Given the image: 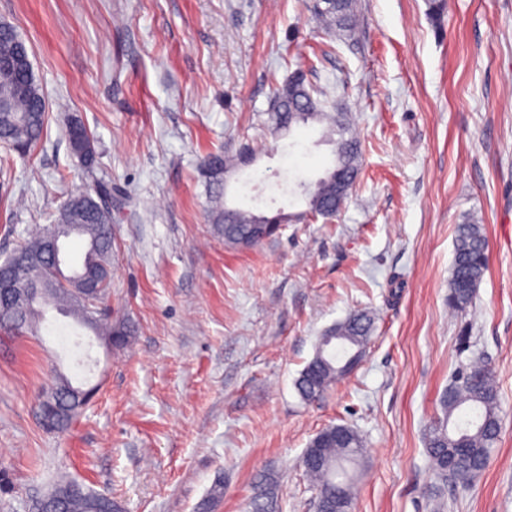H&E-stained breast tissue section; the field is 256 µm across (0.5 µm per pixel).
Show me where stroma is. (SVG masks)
Segmentation results:
<instances>
[{"label":"stroma","instance_id":"stroma-1","mask_svg":"<svg viewBox=\"0 0 512 512\" xmlns=\"http://www.w3.org/2000/svg\"><path fill=\"white\" fill-rule=\"evenodd\" d=\"M357 0L354 37L320 26L314 0H0L24 38L51 119L19 157L0 145V258L49 224L70 194L113 198L110 319L123 350L49 310L37 334L0 331V512H33L64 473L123 512H246L266 480L277 512H315L299 465L331 424L360 432L353 512H512V0ZM303 65L343 101L361 171L331 219L225 246L198 169L259 137L274 87ZM80 119L93 168L65 136ZM315 125L233 176L230 205L297 212L299 181L331 148ZM481 224L489 268L464 313L448 307L455 228ZM357 310L377 316L356 369L314 402L295 389L318 336ZM496 373L502 434L468 487L431 468L426 429L452 373ZM94 389L64 432L36 418L57 376Z\"/></svg>","mask_w":512,"mask_h":512}]
</instances>
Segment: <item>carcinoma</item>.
<instances>
[{
  "label": "carcinoma",
  "mask_w": 512,
  "mask_h": 512,
  "mask_svg": "<svg viewBox=\"0 0 512 512\" xmlns=\"http://www.w3.org/2000/svg\"><path fill=\"white\" fill-rule=\"evenodd\" d=\"M315 15L325 30L346 38L357 26L356 0H316ZM24 40L15 28L0 23V142L26 157L40 143L47 127L46 99L32 67L20 58ZM264 121L274 138L284 135L296 125L315 122L323 128V138L332 146L333 165L308 192L316 206L342 209L358 181L362 143L353 129L350 113L339 102L330 99L323 89H315L307 81L302 67H297L279 85L270 101ZM66 136L73 155L88 164L96 154L95 139L81 121L72 119ZM254 159L253 149L244 147L236 154L216 151L206 156L200 172L212 199L210 220L224 245L236 248L250 238L254 213L245 209L228 211L224 207V172H232ZM99 192H82L70 196L54 218L56 224H79L78 236L87 244L88 261L95 263L98 273L97 295L83 299L65 288L43 289L24 306L14 309L7 326L17 333L33 332L43 319L44 310L54 306L115 349H123L134 335L133 325L126 320L108 322L94 305L103 301L112 285V207L100 204ZM488 267L487 240L479 224L467 221L457 225L454 258L448 284V305L463 313L473 306L476 289ZM374 316L356 311L328 328L319 337L312 358L300 372L296 388L305 401H315L365 355L371 343ZM73 395L63 400L54 415L52 430L66 431L78 410L72 408ZM439 405L442 416L428 428L425 437L427 453L438 475L458 483H471L484 470L496 445L502 422V409L496 375L486 365H467L458 369ZM366 448L363 436L347 424L330 425L315 434L299 458V466L311 479L316 491L319 512H351L354 483L348 466L359 461ZM63 512H121L112 498H101L83 486L75 490V481L60 477L48 484L33 506V512L53 505ZM250 512H275L276 501L265 482L257 484L251 498Z\"/></svg>",
  "instance_id": "obj_1"
}]
</instances>
